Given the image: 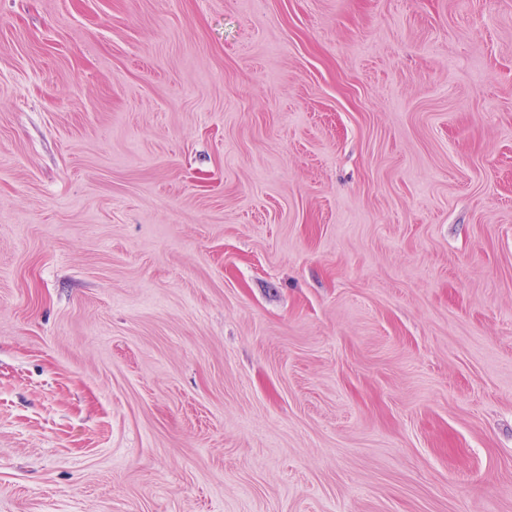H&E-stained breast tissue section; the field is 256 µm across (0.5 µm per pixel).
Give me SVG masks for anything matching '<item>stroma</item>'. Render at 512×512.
Segmentation results:
<instances>
[{
	"label": "stroma",
	"instance_id": "1",
	"mask_svg": "<svg viewBox=\"0 0 512 512\" xmlns=\"http://www.w3.org/2000/svg\"><path fill=\"white\" fill-rule=\"evenodd\" d=\"M0 512H512V0H0Z\"/></svg>",
	"mask_w": 512,
	"mask_h": 512
}]
</instances>
